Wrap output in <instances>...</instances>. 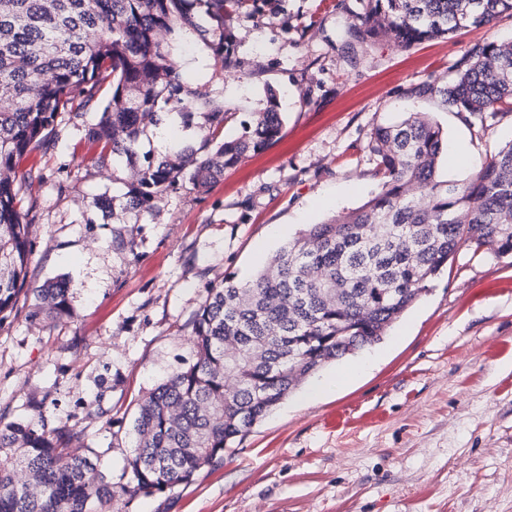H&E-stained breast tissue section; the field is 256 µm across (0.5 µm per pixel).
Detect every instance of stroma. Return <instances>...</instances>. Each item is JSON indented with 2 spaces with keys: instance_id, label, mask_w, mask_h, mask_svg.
Here are the masks:
<instances>
[{
  "instance_id": "obj_1",
  "label": "stroma",
  "mask_w": 512,
  "mask_h": 512,
  "mask_svg": "<svg viewBox=\"0 0 512 512\" xmlns=\"http://www.w3.org/2000/svg\"><path fill=\"white\" fill-rule=\"evenodd\" d=\"M363 11L362 0H282L278 11L235 15L241 66L224 78L226 134L252 126L272 89L281 137L210 189L180 183L138 223L89 212L112 180L72 124L59 123L54 149L21 161L45 176L29 281L66 278L71 312L34 320L22 300L0 322L1 423L43 418L71 429L74 452L100 451L101 470L121 486L136 403L192 359L189 323L208 288L250 280L306 225L377 193L376 125L429 113L448 141L440 172L456 183L512 141V112L481 123L434 91L473 46L512 41L511 13L404 48L351 40ZM118 229L134 250L113 248ZM343 371V384L319 392ZM112 508L512 512V257L460 249L380 341L303 380L231 454L173 492L117 494Z\"/></svg>"
}]
</instances>
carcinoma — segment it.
<instances>
[{
	"instance_id": "obj_1",
	"label": "carcinoma",
	"mask_w": 512,
	"mask_h": 512,
	"mask_svg": "<svg viewBox=\"0 0 512 512\" xmlns=\"http://www.w3.org/2000/svg\"><path fill=\"white\" fill-rule=\"evenodd\" d=\"M268 0H0V322L21 295L29 317L69 313L63 279L26 288L34 186L20 161L55 145L66 120L101 146L95 163L126 192L94 198L103 216L139 217L186 180L207 189L224 168L275 142V93L254 127L224 138L228 110L215 76L239 66L226 27ZM512 13V0H367L361 22L399 47L453 35ZM445 105L481 121L512 111V46L488 42L440 87ZM168 123L162 156L141 150ZM444 135L426 112L374 128L381 190L361 206L312 224L245 284L209 289L192 321L191 362L138 403L137 440L121 491L171 492L224 457L303 380L382 339L463 245L512 255V141L464 184L439 173ZM64 426L0 425V512H101L112 482L88 449L68 448ZM31 476L19 483L17 467Z\"/></svg>"
}]
</instances>
